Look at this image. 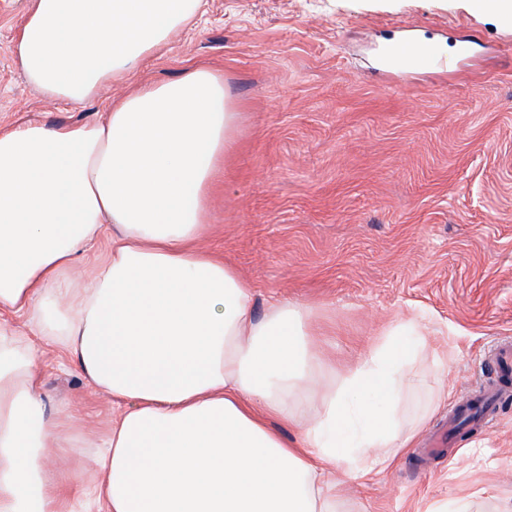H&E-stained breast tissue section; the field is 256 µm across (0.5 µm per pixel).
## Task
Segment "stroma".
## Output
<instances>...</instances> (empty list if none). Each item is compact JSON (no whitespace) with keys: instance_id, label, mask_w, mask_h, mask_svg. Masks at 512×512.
Masks as SVG:
<instances>
[{"instance_id":"obj_1","label":"stroma","mask_w":512,"mask_h":512,"mask_svg":"<svg viewBox=\"0 0 512 512\" xmlns=\"http://www.w3.org/2000/svg\"><path fill=\"white\" fill-rule=\"evenodd\" d=\"M34 0H0V126L102 119L131 86L193 67L224 78L238 114L211 192L202 244L256 289L316 307L322 346L354 360L397 319L427 315L446 387L410 448L345 480L337 512H512V407L431 460L421 450L453 401L486 385L512 340V22L467 0H204L202 12L128 81L74 105L28 84L14 48ZM413 33L440 51L430 69L383 64ZM481 45L462 62L463 35ZM47 413L74 416L66 456L82 503L112 402L47 338L34 337Z\"/></svg>"}]
</instances>
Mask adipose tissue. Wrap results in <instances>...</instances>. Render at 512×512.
<instances>
[{
    "instance_id": "obj_1",
    "label": "adipose tissue",
    "mask_w": 512,
    "mask_h": 512,
    "mask_svg": "<svg viewBox=\"0 0 512 512\" xmlns=\"http://www.w3.org/2000/svg\"><path fill=\"white\" fill-rule=\"evenodd\" d=\"M202 0H36L16 43L45 94L83 104L196 16ZM237 115L195 67L138 87L105 119L0 130V311L27 316L118 407L97 465L103 512H336L370 448L408 447L405 402L427 338L389 326L338 387L312 306L255 292L199 246ZM32 336L0 327V512H74L67 442L32 371ZM296 430L286 438L282 426Z\"/></svg>"
}]
</instances>
